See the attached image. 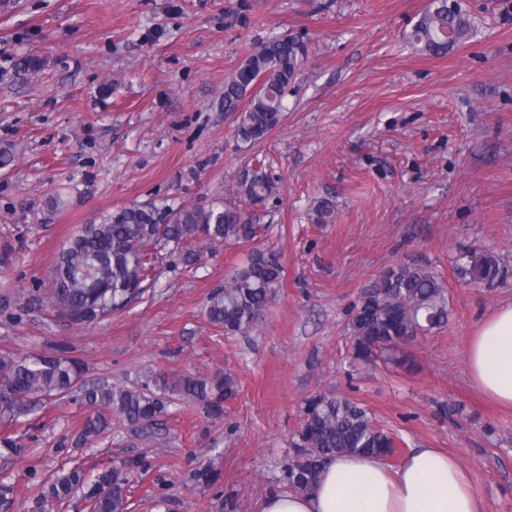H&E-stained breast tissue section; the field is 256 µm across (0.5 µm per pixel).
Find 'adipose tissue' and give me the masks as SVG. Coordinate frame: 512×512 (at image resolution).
Segmentation results:
<instances>
[{"label": "adipose tissue", "instance_id": "1", "mask_svg": "<svg viewBox=\"0 0 512 512\" xmlns=\"http://www.w3.org/2000/svg\"><path fill=\"white\" fill-rule=\"evenodd\" d=\"M467 367L481 392L512 408V304L478 325ZM259 512H485V506L456 459L414 448L395 469L363 455L332 458L309 492L269 495Z\"/></svg>", "mask_w": 512, "mask_h": 512}]
</instances>
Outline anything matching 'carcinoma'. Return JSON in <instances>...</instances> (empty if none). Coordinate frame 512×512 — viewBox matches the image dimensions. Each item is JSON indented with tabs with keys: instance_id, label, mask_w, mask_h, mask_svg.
I'll return each mask as SVG.
<instances>
[{
	"instance_id": "obj_1",
	"label": "carcinoma",
	"mask_w": 512,
	"mask_h": 512,
	"mask_svg": "<svg viewBox=\"0 0 512 512\" xmlns=\"http://www.w3.org/2000/svg\"><path fill=\"white\" fill-rule=\"evenodd\" d=\"M470 30L467 14L448 0H433L409 35L431 55H443ZM308 56L306 43L293 36L261 41L224 82V111L235 112L236 136L244 143L265 137L281 121L288 86ZM38 55L15 62V75L27 78L44 67ZM274 179L261 161L246 167L237 184L240 202L221 206L133 204L105 215L97 224H84L57 256L50 287L38 291L36 301L55 316L77 325L93 323L126 308L143 294L155 277L157 248L181 251L182 260L200 259L193 243H240L260 237L261 227L244 208L276 195ZM475 284L493 282L498 259L474 252L461 268ZM283 265L277 250L256 246L246 263L224 280L208 299L210 324L232 335H247L256 326L282 285ZM448 323V296L441 276L420 263H400L380 274L360 294L350 323L353 358L364 364L381 359L410 372L414 360L406 346L417 336ZM81 364L59 354L32 361L0 358V419L10 422L44 398L67 396L79 390L83 404L95 409L72 444L85 445L105 434L116 413L132 424L151 423L165 408L171 392L206 404L219 414L233 398L238 383L229 373L170 378L147 371L138 386L78 385ZM8 460L24 452L9 436L0 438ZM297 456L286 470L288 487L296 493L312 488L322 464L341 454H366L387 459L396 441L369 413L350 398L316 394L306 400L302 423L293 440ZM130 475L127 466H105L88 475L80 466L45 482L39 497L46 503L72 498L82 491L91 512H124Z\"/></svg>"
}]
</instances>
